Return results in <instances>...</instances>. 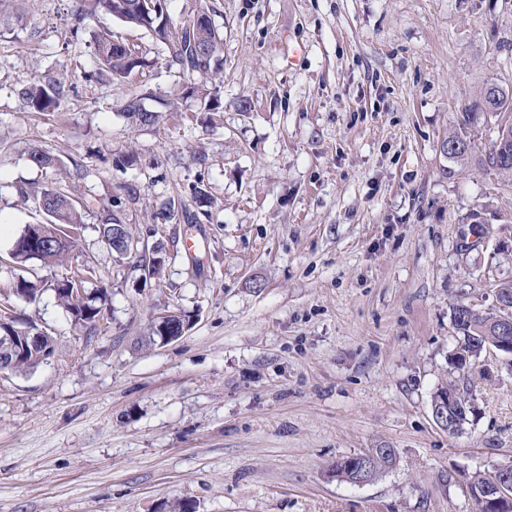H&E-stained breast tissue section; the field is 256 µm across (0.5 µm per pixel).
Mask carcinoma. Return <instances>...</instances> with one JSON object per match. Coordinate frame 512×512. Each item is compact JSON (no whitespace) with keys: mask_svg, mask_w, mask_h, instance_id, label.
<instances>
[{"mask_svg":"<svg viewBox=\"0 0 512 512\" xmlns=\"http://www.w3.org/2000/svg\"><path fill=\"white\" fill-rule=\"evenodd\" d=\"M89 10L78 8L71 18V34L77 36L79 29L85 21L95 19L98 15H111L122 22L134 26L145 27L153 32L156 40L166 47V61L169 66H176L183 76L189 80L191 92L204 91V85L196 83V79H207L214 69L216 52L222 43L220 28L216 24L200 28L194 24V16L175 25L171 20L166 0H91ZM95 56L99 62L102 76L109 80H124L144 65V60L128 46L121 45L113 38L110 30L102 28L94 40ZM70 91L66 85L64 75L48 77L42 81L23 84L20 97L24 110L40 114L55 111L60 100ZM123 111L135 123L147 124L158 119V113L148 110L143 105V98L133 96L128 99ZM489 116L494 121L509 117L511 123L499 134V139L493 141L489 154L481 160V165L491 171L507 177H512V85L492 83L487 85L480 94L479 111L464 113V123H471L478 117ZM30 160L42 168H56L61 162L48 151L35 150L30 154ZM41 208L52 217L49 224L43 225L45 234L57 236L60 233L58 225H83V212L85 206H79L69 195L58 189H46L41 193ZM117 231L123 237H132L127 225L113 214L108 213L105 222L100 224L101 238L107 247L120 259H131L134 269L141 276L150 279L160 277L162 261L153 264L147 263L144 256L136 257L122 253L112 246V232ZM76 247V239H69L65 243L44 248L37 260L47 266H56L65 261L67 255ZM95 273L93 266L84 269V274L64 276L52 281L53 290L58 301L72 315L74 321L81 325H96L99 322L101 308L92 304L89 299L90 292L80 298L73 294L77 287L88 288L91 277ZM41 291L40 284L29 280L22 275L15 278L10 284V293L26 299H33ZM499 301L503 311H479L472 307L467 310V319L458 326V333L462 336L461 349L465 353L475 356L485 347L493 344L498 338V321L502 315L512 316V283L499 285ZM17 320L10 318L0 319V333H12L16 336H25L27 331H36L44 337L41 346L29 347L17 359L15 370L23 371L34 368L45 362L54 352V338L47 331L37 325L28 323L19 329ZM397 455L395 449L387 453L377 452L371 459V479H376L381 473L393 467Z\"/></svg>","mask_w":512,"mask_h":512,"instance_id":"1","label":"carcinoma"}]
</instances>
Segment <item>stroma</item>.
Returning <instances> with one entry per match:
<instances>
[{
	"label": "stroma",
	"mask_w": 512,
	"mask_h": 512,
	"mask_svg": "<svg viewBox=\"0 0 512 512\" xmlns=\"http://www.w3.org/2000/svg\"><path fill=\"white\" fill-rule=\"evenodd\" d=\"M205 2L223 31L205 95L111 17L149 65L91 79L97 25L71 36L77 0L0 17V253L45 223L42 190L92 206L64 265L0 263V290L89 261L107 291L93 328L48 287L0 302L54 338L47 362L0 373V512H471L473 477L512 466V359H472L457 433L431 396L456 377L453 304L498 307L512 282V184L477 163L494 122H461L486 84H512V0ZM49 70L72 92L23 111L21 85ZM144 91L149 125L122 111ZM452 132L468 167L442 151ZM172 197L201 223L161 222ZM108 207L157 249L164 288L102 243ZM165 311L186 332L135 348ZM369 448L395 466L336 479V459Z\"/></svg>",
	"instance_id": "stroma-1"
}]
</instances>
